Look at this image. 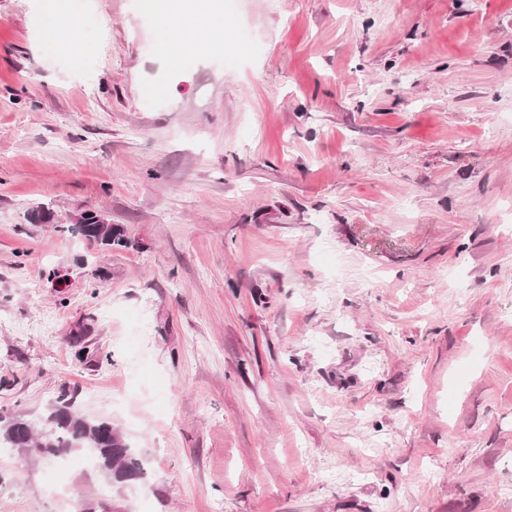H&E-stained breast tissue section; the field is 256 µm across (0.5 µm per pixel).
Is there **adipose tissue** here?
I'll return each mask as SVG.
<instances>
[{"label":"adipose tissue","instance_id":"adipose-tissue-1","mask_svg":"<svg viewBox=\"0 0 512 512\" xmlns=\"http://www.w3.org/2000/svg\"><path fill=\"white\" fill-rule=\"evenodd\" d=\"M156 29L160 41L179 49L185 58L225 47L224 14L215 0L202 10L194 0H167L156 13Z\"/></svg>","mask_w":512,"mask_h":512}]
</instances>
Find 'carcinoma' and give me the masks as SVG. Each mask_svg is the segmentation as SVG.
Masks as SVG:
<instances>
[{
  "label": "carcinoma",
  "mask_w": 512,
  "mask_h": 512,
  "mask_svg": "<svg viewBox=\"0 0 512 512\" xmlns=\"http://www.w3.org/2000/svg\"><path fill=\"white\" fill-rule=\"evenodd\" d=\"M71 231L107 247L131 245L123 227L96 224L86 213L79 217ZM0 448L34 451L54 461L83 451L91 454L94 468L112 484L141 479L145 475L143 464L112 421L82 415L75 407V396L65 389L37 416L1 410Z\"/></svg>",
  "instance_id": "carcinoma-1"
}]
</instances>
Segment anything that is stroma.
<instances>
[{"mask_svg":"<svg viewBox=\"0 0 512 512\" xmlns=\"http://www.w3.org/2000/svg\"><path fill=\"white\" fill-rule=\"evenodd\" d=\"M223 2L178 64L157 0H0V407L147 471L13 449L0 512H512V0ZM43 37L62 40L72 27V19L61 0H42ZM93 218L94 216L90 214H82L71 231L111 248L112 246L126 248L131 245V240L123 227L117 224H105L102 219L99 220V224H94ZM86 221L87 224H84ZM0 448L35 451L54 461L82 450L83 455L91 454L94 468L112 484L142 479L146 473L112 421L82 415L74 394L66 389L37 416L1 409Z\"/></svg>","mask_w":512,"mask_h":512,"instance_id":"35a3bbf8","label":"stroma"}]
</instances>
